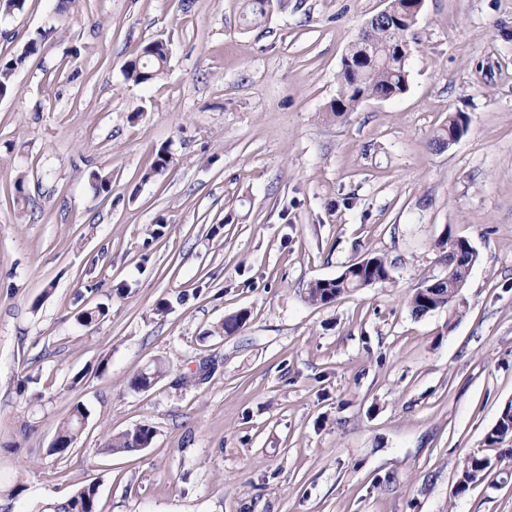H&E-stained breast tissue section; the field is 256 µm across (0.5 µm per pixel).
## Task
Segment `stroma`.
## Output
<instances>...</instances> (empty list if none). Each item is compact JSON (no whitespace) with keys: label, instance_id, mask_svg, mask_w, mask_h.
<instances>
[{"label":"stroma","instance_id":"1","mask_svg":"<svg viewBox=\"0 0 512 512\" xmlns=\"http://www.w3.org/2000/svg\"><path fill=\"white\" fill-rule=\"evenodd\" d=\"M55 5L0 15V60L44 42L0 99V512L90 483L99 512H512V456L486 439L512 403V0H424L406 91L338 117L384 0H273L250 26L243 0ZM154 39L166 71L133 85ZM457 112L467 132L434 145ZM164 144L174 164L148 176ZM449 237L476 252L464 310L415 315ZM372 255L390 282L308 302ZM156 360L165 378L129 390ZM79 402L81 436L49 454ZM137 424L148 448L104 453ZM475 455L491 466L460 488ZM169 47L162 39H155L141 44L135 57L130 60L124 76L127 81L136 85L151 84L164 73L168 62Z\"/></svg>","mask_w":512,"mask_h":512}]
</instances>
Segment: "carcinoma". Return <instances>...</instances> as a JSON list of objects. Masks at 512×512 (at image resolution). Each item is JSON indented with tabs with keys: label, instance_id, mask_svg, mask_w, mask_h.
<instances>
[{
	"label": "carcinoma",
	"instance_id": "obj_1",
	"mask_svg": "<svg viewBox=\"0 0 512 512\" xmlns=\"http://www.w3.org/2000/svg\"><path fill=\"white\" fill-rule=\"evenodd\" d=\"M268 0H245L244 10L253 23L265 17ZM409 4L407 0H397L394 4L396 20L390 25H380L375 29L372 43H352L342 59L338 76L336 99L330 102L328 112L338 116L349 112L368 98L391 99L403 94L408 85L407 60L402 57L400 45L407 40L405 16ZM42 51V38L30 39L21 52L7 61H0V98L13 93L15 72L26 60ZM169 47L161 39L151 40L139 46L135 57L125 69V79L136 84H151L164 73L168 62ZM172 163L170 147L163 145L155 154L150 171L145 173L148 179L168 169ZM447 248L452 262L448 268V277L418 289L408 300L412 312L424 315L430 311L448 308V318H455L462 313L464 305L456 301V286L465 281L470 267L475 262L470 244L465 239H448L441 243ZM391 278V271L386 260L381 256L367 258L365 266L357 269L351 264L332 279H319L311 282L307 299L314 305H327L351 292L368 288L375 283H386ZM109 312L108 306L99 304L78 313V320L92 324L103 320ZM248 319V313L239 311L228 316L216 327V332L231 335L240 329ZM166 370L161 364L148 366L128 381V388L139 392L156 385ZM89 414L85 406L73 407L70 418L61 423L56 431L48 452L61 454L76 443ZM154 437V430L145 425H135L126 431L108 439L106 450L109 452H135L149 447ZM512 441V413L507 411L487 436L488 445H501ZM490 467L486 457L469 458L462 470L460 485L466 487L476 481ZM46 512H97V488L92 483L80 487L63 500L48 502Z\"/></svg>",
	"mask_w": 512,
	"mask_h": 512
}]
</instances>
